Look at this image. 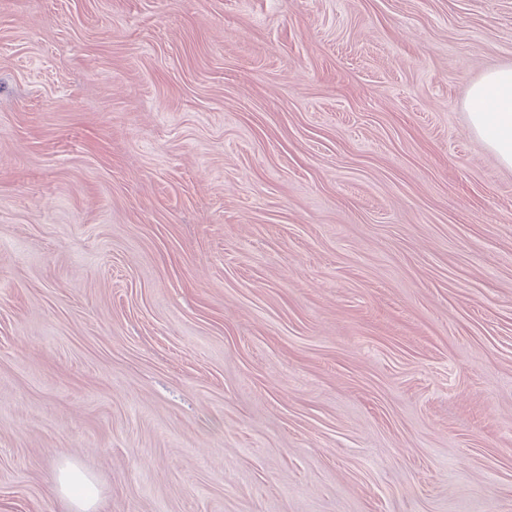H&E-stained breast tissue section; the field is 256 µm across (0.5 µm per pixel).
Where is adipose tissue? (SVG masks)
<instances>
[{
    "instance_id": "obj_1",
    "label": "adipose tissue",
    "mask_w": 512,
    "mask_h": 512,
    "mask_svg": "<svg viewBox=\"0 0 512 512\" xmlns=\"http://www.w3.org/2000/svg\"><path fill=\"white\" fill-rule=\"evenodd\" d=\"M467 107L472 130L501 166L512 169V66L490 71L473 85ZM55 489L70 512H97L98 490L76 463L60 466Z\"/></svg>"
}]
</instances>
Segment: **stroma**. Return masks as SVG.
Instances as JSON below:
<instances>
[{
	"instance_id": "obj_1",
	"label": "stroma",
	"mask_w": 512,
	"mask_h": 512,
	"mask_svg": "<svg viewBox=\"0 0 512 512\" xmlns=\"http://www.w3.org/2000/svg\"><path fill=\"white\" fill-rule=\"evenodd\" d=\"M512 0H0V512H512ZM467 107L472 130L501 166L512 169V66L490 71L473 85ZM56 492L67 500L69 512H98V490L93 478L71 461L58 470Z\"/></svg>"
}]
</instances>
